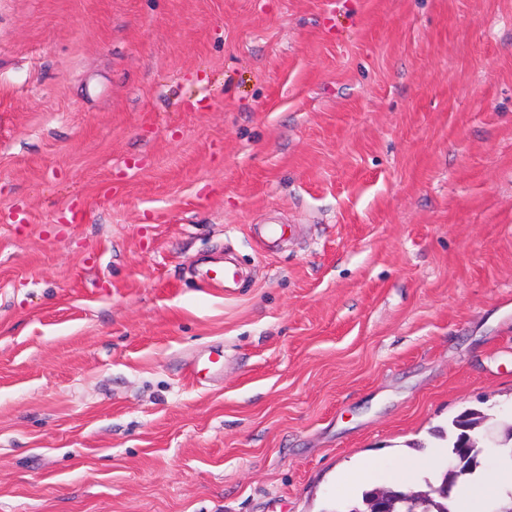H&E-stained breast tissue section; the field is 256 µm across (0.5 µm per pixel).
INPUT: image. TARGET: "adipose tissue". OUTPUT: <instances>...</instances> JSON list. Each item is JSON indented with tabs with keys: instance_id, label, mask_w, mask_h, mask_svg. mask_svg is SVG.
I'll use <instances>...</instances> for the list:
<instances>
[{
	"instance_id": "ef3b65f1",
	"label": "adipose tissue",
	"mask_w": 512,
	"mask_h": 512,
	"mask_svg": "<svg viewBox=\"0 0 512 512\" xmlns=\"http://www.w3.org/2000/svg\"><path fill=\"white\" fill-rule=\"evenodd\" d=\"M442 449L406 457L395 467L378 459H367L347 470L342 479L357 487L396 485L417 480L420 475L439 471L442 463ZM512 490V469L502 468L494 480H487L482 474H475L467 483L458 485L451 493L454 512H492L498 503L505 500L507 491Z\"/></svg>"
}]
</instances>
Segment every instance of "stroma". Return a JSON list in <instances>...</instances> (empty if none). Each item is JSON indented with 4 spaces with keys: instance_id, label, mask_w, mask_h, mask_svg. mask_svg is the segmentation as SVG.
Here are the masks:
<instances>
[{
    "instance_id": "stroma-1",
    "label": "stroma",
    "mask_w": 512,
    "mask_h": 512,
    "mask_svg": "<svg viewBox=\"0 0 512 512\" xmlns=\"http://www.w3.org/2000/svg\"><path fill=\"white\" fill-rule=\"evenodd\" d=\"M467 410L512 0H0V512H334Z\"/></svg>"
}]
</instances>
